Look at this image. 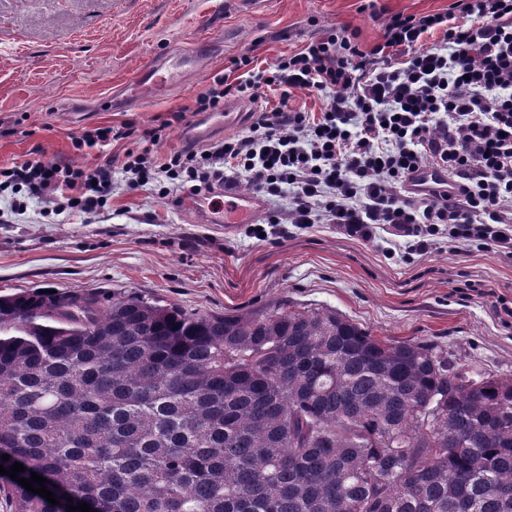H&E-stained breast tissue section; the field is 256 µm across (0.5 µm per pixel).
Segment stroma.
Wrapping results in <instances>:
<instances>
[{
    "mask_svg": "<svg viewBox=\"0 0 512 512\" xmlns=\"http://www.w3.org/2000/svg\"><path fill=\"white\" fill-rule=\"evenodd\" d=\"M453 0H0V165L41 149L77 160L74 136L124 123L141 129L189 105L243 55L273 63L324 30L347 28L369 47L386 14L448 10ZM206 57L184 85L116 109L101 97L157 57ZM186 192H118L100 213L26 214L0 223V295L95 289L159 299L185 310L253 313L328 307L374 335L444 349L459 363L512 378V253L442 238L414 253L375 225L370 239L336 224L267 228L200 224Z\"/></svg>",
    "mask_w": 512,
    "mask_h": 512,
    "instance_id": "1",
    "label": "stroma"
}]
</instances>
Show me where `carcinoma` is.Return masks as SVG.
<instances>
[{
	"label": "carcinoma",
	"mask_w": 512,
	"mask_h": 512,
	"mask_svg": "<svg viewBox=\"0 0 512 512\" xmlns=\"http://www.w3.org/2000/svg\"><path fill=\"white\" fill-rule=\"evenodd\" d=\"M433 352L325 307L25 290L0 297V465L94 512H512V379ZM0 503L59 512L12 479Z\"/></svg>",
	"instance_id": "obj_1"
}]
</instances>
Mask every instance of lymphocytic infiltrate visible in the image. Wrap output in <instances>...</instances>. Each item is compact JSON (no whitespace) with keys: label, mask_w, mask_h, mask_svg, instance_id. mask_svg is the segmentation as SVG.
<instances>
[{"label":"lymphocytic infiltrate","mask_w":512,"mask_h":512,"mask_svg":"<svg viewBox=\"0 0 512 512\" xmlns=\"http://www.w3.org/2000/svg\"><path fill=\"white\" fill-rule=\"evenodd\" d=\"M245 76H214L192 112H220L228 98L279 101L247 132L188 152L157 154L164 125L143 129L142 150L93 166L33 156L0 168V197L25 214L30 202L55 214L105 208L118 187L194 194L245 178L265 195L268 224H339L369 236L386 224L424 252L440 231L459 242L512 249V0H456L452 10L397 13L361 47L355 33L325 30L272 65L239 60ZM317 97V112L294 106ZM439 165L450 192L420 196L407 184Z\"/></svg>","instance_id":"lymphocytic-infiltrate-1"}]
</instances>
